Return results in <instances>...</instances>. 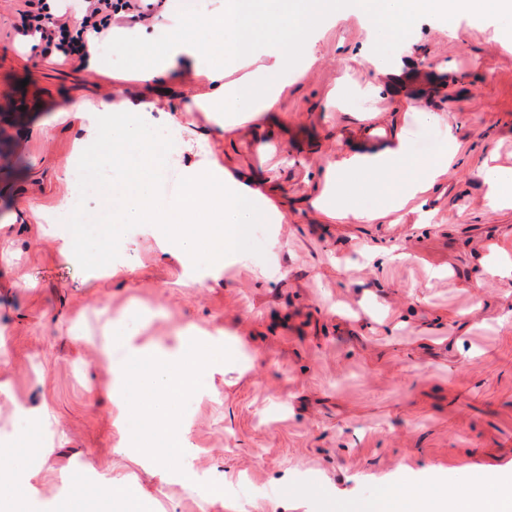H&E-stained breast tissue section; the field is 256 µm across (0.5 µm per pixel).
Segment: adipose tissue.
Here are the masks:
<instances>
[{"mask_svg":"<svg viewBox=\"0 0 512 512\" xmlns=\"http://www.w3.org/2000/svg\"><path fill=\"white\" fill-rule=\"evenodd\" d=\"M265 0H224L220 11L202 17L204 38L187 33L177 26L171 41L159 44L146 32L135 31L133 47L141 56L136 72L138 80L150 84L180 78L186 70L205 73L213 85L212 93L196 100L194 106L202 112H230L241 120L251 121L270 111L281 89L279 76L288 65L287 53L278 46L281 38H269L275 50L273 65L259 75L235 84L226 83L228 68L246 58L256 44L255 22ZM278 7L277 22L285 34L303 40L308 28L324 23L331 15L356 16L366 22L374 39L396 34L419 15L430 13L447 18L475 14L486 9L500 14H512V0H304L300 12L286 10L285 0H272ZM457 151L456 137H449L443 151L433 159L412 158L405 145L385 150L373 156L353 154L336 161L325 187L316 198L319 206L330 212L359 222L370 216L359 210L353 199L355 186L349 174L375 171L390 174L403 169L407 177L394 194L397 206H405L419 193L432 187L449 159ZM207 358L183 356L177 361L160 360L139 351L124 364L127 372L141 375L140 388L149 393L153 408L167 405L177 393L188 390L194 375L207 370ZM448 512H512V480H501L483 489L453 494L447 503Z\"/></svg>","mask_w":512,"mask_h":512,"instance_id":"obj_1","label":"adipose tissue"}]
</instances>
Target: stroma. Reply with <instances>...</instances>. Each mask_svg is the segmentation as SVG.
Segmentation results:
<instances>
[{
    "label": "stroma",
    "instance_id": "35a3bbf8",
    "mask_svg": "<svg viewBox=\"0 0 512 512\" xmlns=\"http://www.w3.org/2000/svg\"><path fill=\"white\" fill-rule=\"evenodd\" d=\"M39 6L0 0V464L18 468V512L96 489L93 512H351L391 484L437 502L512 476V287L484 275L512 262V209L488 205L481 177L488 159L512 168L511 17L423 14L380 44L353 17L308 33L272 111L228 132L192 113L179 132L195 145L167 166L179 179L206 162L254 192L262 255L197 270L142 224L107 279L62 246L73 112L153 94L165 126L210 83L142 85L109 37L96 68L27 49ZM400 135L419 158L456 136L432 188L394 210L367 175L365 224L315 206L332 162ZM127 339L213 352L170 403L185 452L141 425L147 399L112 370ZM20 411L32 431L16 441L3 431ZM126 485L137 502L107 499Z\"/></svg>",
    "mask_w": 512,
    "mask_h": 512
}]
</instances>
